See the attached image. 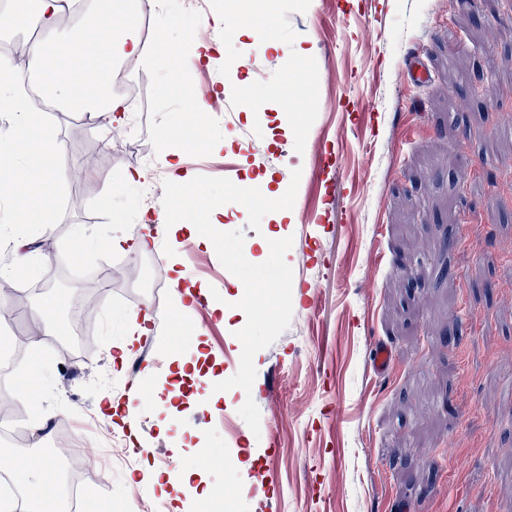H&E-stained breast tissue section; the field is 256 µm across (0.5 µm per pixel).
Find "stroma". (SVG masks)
Instances as JSON below:
<instances>
[{"instance_id":"obj_1","label":"stroma","mask_w":512,"mask_h":512,"mask_svg":"<svg viewBox=\"0 0 512 512\" xmlns=\"http://www.w3.org/2000/svg\"><path fill=\"white\" fill-rule=\"evenodd\" d=\"M260 13L272 21L263 41L243 28ZM206 18L231 32L193 97L157 68L127 67L154 103L136 139L116 142L99 118L67 108L34 121L64 141L53 163L73 177L56 187L46 224L0 208V280L20 288L0 296V329L21 336L36 325L41 348L22 361L44 360L38 384L15 396L42 429L0 451L47 454L56 423L70 422L92 442L80 451L86 473L104 480L85 488L84 512H170L137 468L121 465L110 438L127 427L104 413L105 393L152 386L177 356L233 376L246 315L242 282L196 229L172 236L158 224L155 245L108 246L142 235L123 175L152 173L166 138L192 176L229 156L236 184L270 179L284 191L302 171L289 216L269 213L260 230L242 205L223 207L220 228L244 230L250 262L268 257L261 238L293 239L292 321L255 355L251 393L234 388L213 404L183 382L164 433L152 400L129 415L150 467L176 458L208 488L205 500L184 499V512H512V0H211ZM213 89L241 100L199 112ZM325 152L338 186L315 197L307 187ZM17 238L30 245L24 267ZM176 243L201 257L179 268L203 289L211 323L175 313L170 279L154 292L112 266L121 256L163 271ZM72 260L112 273L81 327L70 291L54 315L39 311L44 277L70 281ZM132 311L150 319L133 346L149 360L142 370L118 361ZM383 343L397 356L379 375L371 351ZM249 396L256 434L238 413Z\"/></svg>"}]
</instances>
